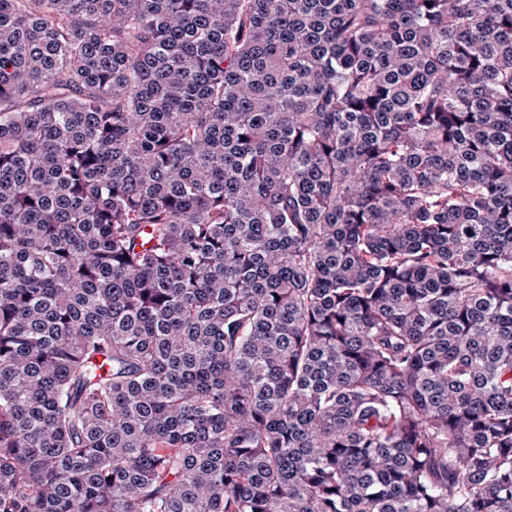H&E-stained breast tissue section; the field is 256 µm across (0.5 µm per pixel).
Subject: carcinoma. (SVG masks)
I'll return each mask as SVG.
<instances>
[{"label": "carcinoma", "instance_id": "obj_1", "mask_svg": "<svg viewBox=\"0 0 512 512\" xmlns=\"http://www.w3.org/2000/svg\"><path fill=\"white\" fill-rule=\"evenodd\" d=\"M0 512H512V0H0Z\"/></svg>", "mask_w": 512, "mask_h": 512}]
</instances>
